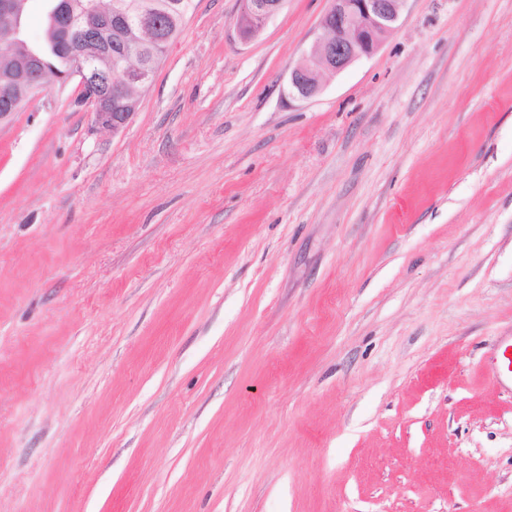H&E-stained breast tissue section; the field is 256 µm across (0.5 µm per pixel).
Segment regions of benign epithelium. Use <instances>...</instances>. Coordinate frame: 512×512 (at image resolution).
I'll list each match as a JSON object with an SVG mask.
<instances>
[{
    "label": "benign epithelium",
    "instance_id": "7a95c632",
    "mask_svg": "<svg viewBox=\"0 0 512 512\" xmlns=\"http://www.w3.org/2000/svg\"><path fill=\"white\" fill-rule=\"evenodd\" d=\"M284 0H250L242 8L237 29L242 40L258 35L281 10ZM404 0H330L321 18V33L310 50L292 69L290 88L303 98L316 95L323 80L344 70L355 60L374 54L399 18ZM52 19L56 47L69 61V69L56 78L66 82L78 79V103L90 107L95 125L114 132L133 119L137 98L130 95L133 84L146 88L152 71L148 67L117 77V65L130 51L123 44L117 54L103 60L98 48L101 33L120 24L139 30L152 41L155 26L152 16L138 5L131 9H102L100 0H91L79 14L68 9L67 0H46ZM19 0H0V40L23 48V56L0 77V99L16 109L22 100L39 90L46 81L48 64L40 52L21 37Z\"/></svg>",
    "mask_w": 512,
    "mask_h": 512
}]
</instances>
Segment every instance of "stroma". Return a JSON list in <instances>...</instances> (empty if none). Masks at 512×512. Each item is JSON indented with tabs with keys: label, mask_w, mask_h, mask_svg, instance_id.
I'll return each instance as SVG.
<instances>
[{
	"label": "stroma",
	"mask_w": 512,
	"mask_h": 512,
	"mask_svg": "<svg viewBox=\"0 0 512 512\" xmlns=\"http://www.w3.org/2000/svg\"><path fill=\"white\" fill-rule=\"evenodd\" d=\"M197 0L136 114H0V512H512V0ZM249 8L246 0L237 21V29L242 40L248 41L258 35L268 22L281 10L284 0H250ZM250 25L251 28H247ZM246 30H250L246 32ZM404 1L330 0L321 33L290 73V88L303 98L312 97L327 76L374 54L397 22Z\"/></svg>",
	"instance_id": "obj_1"
}]
</instances>
